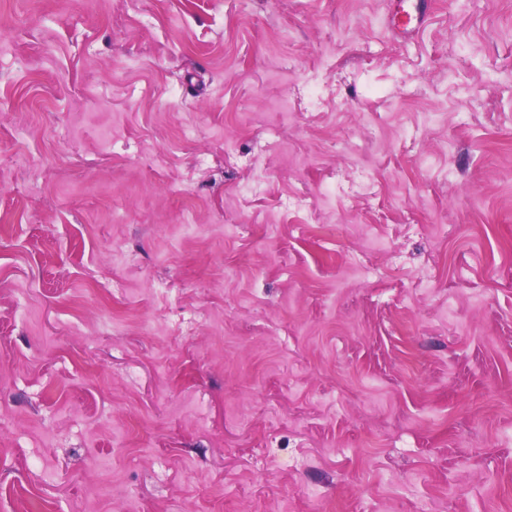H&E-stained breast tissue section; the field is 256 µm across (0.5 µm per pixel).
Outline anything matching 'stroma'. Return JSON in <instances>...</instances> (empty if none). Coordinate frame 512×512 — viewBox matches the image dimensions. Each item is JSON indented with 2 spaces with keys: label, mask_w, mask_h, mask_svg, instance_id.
<instances>
[{
  "label": "stroma",
  "mask_w": 512,
  "mask_h": 512,
  "mask_svg": "<svg viewBox=\"0 0 512 512\" xmlns=\"http://www.w3.org/2000/svg\"><path fill=\"white\" fill-rule=\"evenodd\" d=\"M0 0V512H512V0ZM407 0H391L389 26L400 34H413L422 29L432 12L431 0H417L411 8Z\"/></svg>",
  "instance_id": "obj_1"
}]
</instances>
